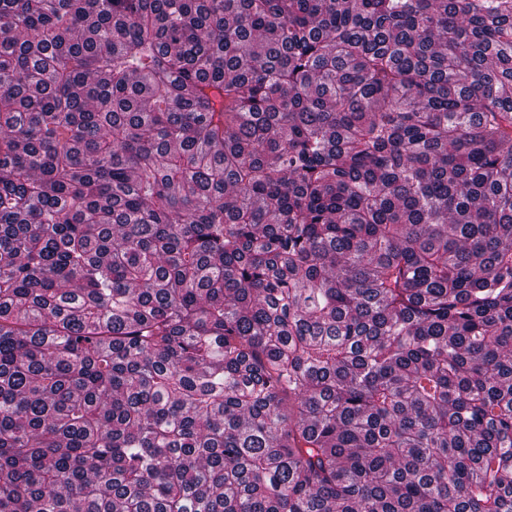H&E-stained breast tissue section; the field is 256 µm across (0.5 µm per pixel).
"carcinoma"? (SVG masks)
I'll return each instance as SVG.
<instances>
[{"instance_id": "cac0c4a2", "label": "carcinoma", "mask_w": 512, "mask_h": 512, "mask_svg": "<svg viewBox=\"0 0 512 512\" xmlns=\"http://www.w3.org/2000/svg\"><path fill=\"white\" fill-rule=\"evenodd\" d=\"M0 512H512V0H0Z\"/></svg>"}]
</instances>
